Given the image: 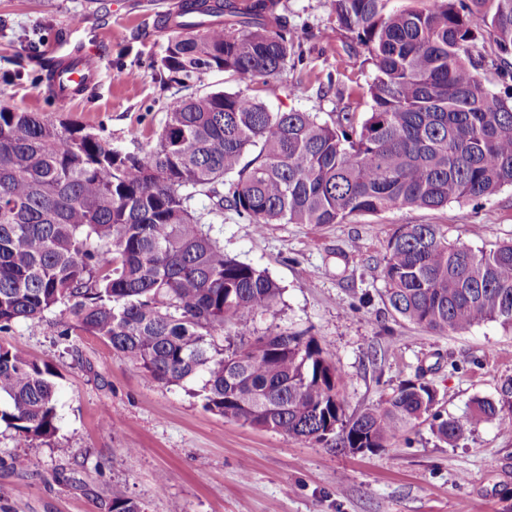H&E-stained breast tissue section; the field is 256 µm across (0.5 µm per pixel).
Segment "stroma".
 <instances>
[{"mask_svg": "<svg viewBox=\"0 0 512 512\" xmlns=\"http://www.w3.org/2000/svg\"><path fill=\"white\" fill-rule=\"evenodd\" d=\"M170 0H0V71L29 66L28 35L49 31L42 49L100 59V86L67 104L42 83L0 82V103L47 121L84 127L138 152L155 144L164 106L179 94L151 62L169 34L158 19ZM307 29L309 65L285 68L271 87L248 88L270 111L297 110L334 121L341 103L320 89L329 72L369 112L375 72L364 47L336 23L332 0H281ZM400 224H435L474 246L512 239V187L487 200L434 209H393L341 224H271L263 233L225 212L212 234L225 253L265 269L282 290L274 311L250 318L257 332H308L344 376L347 416L401 383L424 377L444 416L466 421L475 398L494 397L512 376V328L487 322L437 334L401 319L379 276L387 241ZM56 314L16 324L0 343L57 366V431L20 448L0 426V512H109L113 497L146 512H512V434L497 422L468 428L456 445L438 439L431 419L389 447L352 452L293 440L205 411L179 386H162L89 336L58 340Z\"/></svg>", "mask_w": 512, "mask_h": 512, "instance_id": "1", "label": "stroma"}]
</instances>
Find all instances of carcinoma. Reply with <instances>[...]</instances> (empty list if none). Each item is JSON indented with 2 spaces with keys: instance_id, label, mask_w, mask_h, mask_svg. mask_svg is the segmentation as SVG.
<instances>
[{
  "instance_id": "cac0c4a2",
  "label": "carcinoma",
  "mask_w": 512,
  "mask_h": 512,
  "mask_svg": "<svg viewBox=\"0 0 512 512\" xmlns=\"http://www.w3.org/2000/svg\"><path fill=\"white\" fill-rule=\"evenodd\" d=\"M333 0L338 25L376 71L371 112H269L215 91L174 97L155 145L139 153L81 126L0 105V332L61 309L59 336L95 337L154 382L185 386L202 408L308 443L375 452L432 418L453 446L495 420L512 433V377L474 400L469 421L444 417L437 391L406 381L346 418L344 376L304 333L258 334L281 288L224 253L210 225L230 210L269 224H340L393 208L438 209L512 186V103L491 93L485 64L512 55V0ZM280 0H181L155 67L188 87L201 74L271 85L306 54ZM484 26L496 57L474 55ZM198 197L207 204L197 209ZM380 275L391 308L439 333L512 327V242L474 248L434 224H400ZM59 373L0 344V425L20 444L57 431ZM110 512H144L127 497Z\"/></svg>"
}]
</instances>
